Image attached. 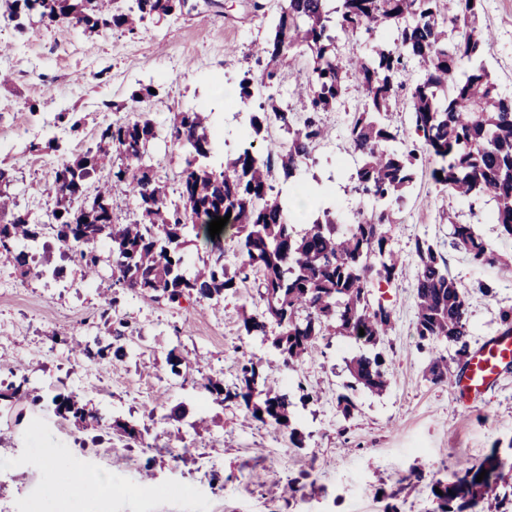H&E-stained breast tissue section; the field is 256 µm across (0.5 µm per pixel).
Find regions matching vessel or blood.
Returning <instances> with one entry per match:
<instances>
[{
  "instance_id": "vessel-or-blood-1",
  "label": "vessel or blood",
  "mask_w": 512,
  "mask_h": 512,
  "mask_svg": "<svg viewBox=\"0 0 512 512\" xmlns=\"http://www.w3.org/2000/svg\"><path fill=\"white\" fill-rule=\"evenodd\" d=\"M512 359V336L496 337L471 354L462 375L451 382L453 390L469 399H477L497 378L503 362Z\"/></svg>"
}]
</instances>
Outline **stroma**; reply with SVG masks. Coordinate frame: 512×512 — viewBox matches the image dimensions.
Wrapping results in <instances>:
<instances>
[{
  "instance_id": "obj_1",
  "label": "stroma",
  "mask_w": 512,
  "mask_h": 512,
  "mask_svg": "<svg viewBox=\"0 0 512 512\" xmlns=\"http://www.w3.org/2000/svg\"><path fill=\"white\" fill-rule=\"evenodd\" d=\"M478 27L490 36L486 55L501 93L512 96V0H483ZM18 32L0 6V167L19 210L44 227L45 264L57 276L23 274L0 266V357L20 365L38 405L0 409V458L29 453L26 468L0 477V503L11 512H435L431 487L458 470L495 458L512 483V364L504 366L484 395L463 402L448 385L426 377V357L416 349L414 241H438L450 273L467 291L471 348L502 333V308L512 306V266L473 268L448 244V220L478 225L502 255L512 259V239L482 215L492 203H470L442 191L429 177L433 158L419 167L412 193L390 225L392 246L405 260L395 285L373 289L392 313L394 329L382 346L393 376L382 395L355 392L357 405L343 416L336 397L350 377L346 357L358 347L342 336L320 337L307 360L294 369L276 368L269 341L244 335L241 313L258 300L253 282L226 293L219 304L193 297L171 303L113 286L108 251L100 253V274L86 280L46 223L53 207L54 170L61 156L94 146L102 127L150 113L159 136L146 162L181 204L180 172L185 152L166 136L175 113L205 104L209 122L234 153L243 121L214 95L215 86L236 91L255 52L268 36L270 18L253 0H187L182 11L145 22L136 34L121 29L86 32L61 21L26 22ZM153 95L132 102L135 91ZM364 92L350 84L337 111L323 113L332 127L299 174L315 179L344 221L362 201L354 191L355 164L348 154L345 125ZM69 112L78 127L61 121ZM56 138L60 151L45 149ZM491 294H484V287ZM116 306H109V299ZM122 331L124 361L102 363L72 352L69 340L109 341ZM190 362L189 373L171 374L166 359ZM260 366L267 387L295 393L298 384L317 386L313 401L295 402L289 431L246 422L244 406L204 400L200 383L217 376L225 387L240 383V364ZM76 396L109 419L148 424L143 448L124 441L89 444V431L58 421L51 403L57 394ZM184 415L171 418L174 409ZM69 458L72 473L111 479L98 497L79 500L70 476L50 477L48 453Z\"/></svg>"
}]
</instances>
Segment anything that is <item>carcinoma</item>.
I'll use <instances>...</instances> for the list:
<instances>
[{
    "label": "carcinoma",
    "instance_id": "obj_1",
    "mask_svg": "<svg viewBox=\"0 0 512 512\" xmlns=\"http://www.w3.org/2000/svg\"><path fill=\"white\" fill-rule=\"evenodd\" d=\"M186 0H129L127 9L115 0H7L9 18L24 29L32 15L51 24L66 17L89 32L112 27L134 31L138 24L169 16L184 8ZM271 19V37L261 47L257 64L261 78L244 76L238 103L257 105L249 113L242 149L215 167L207 160L215 154L219 138L209 128L204 107L175 115L170 140L186 152L181 175L183 206L168 201L167 185L143 163L148 146L157 136L151 116L142 112L134 120L103 127L96 149L62 158L54 172L53 230L56 239L73 248L86 275L97 274L98 243L109 245L114 284L175 303L195 294L218 302L238 284L254 278L263 309L243 312L247 336H267L268 325L279 332L271 338L280 366L295 368L315 349L319 337L344 336L359 345L347 361L351 381L347 388L381 394L390 386L387 359L378 346L393 330L392 314L371 302L373 281L392 283L404 269L402 256L393 249L388 225L395 223L393 203L411 191L421 152L435 160L430 177L449 194L463 200L490 196L493 208L487 221L512 239V96H504L489 72L485 55L488 39L475 33L482 0H279ZM364 38L372 41L367 56L352 55L344 64L338 42ZM310 60L296 89L304 115L277 104L274 89L280 69L295 56ZM417 64L422 76L406 97L413 131L390 123L399 104L408 65ZM364 90L362 107L347 125L350 152L359 158L355 191L372 199L371 208H359L344 224L337 212L314 199L311 212L296 219L288 210L279 178L291 181L312 151L331 137L320 118L334 112L351 80ZM276 122L288 134L277 154L253 151L256 140ZM108 177L97 181L102 171ZM442 176H437V173ZM98 182L92 202L82 200L87 185ZM10 174L0 169V262L29 268L30 253L16 242L38 243L39 225L19 211L7 193ZM135 197L141 218L130 224L112 223V196ZM231 214L225 228L235 230L245 254L239 272L224 267V234L212 238L208 224ZM449 245L476 267L500 261L475 224L448 221ZM211 245L210 258L192 273L184 268L187 237ZM417 268L415 336L429 355L426 378L433 384L451 381L448 357L454 349L463 367L469 355L471 325L467 297L449 273L438 245L418 238L414 244ZM364 335H359V329ZM114 340L82 352L106 362H122L126 350ZM262 374L248 361L241 367L240 385L224 387L209 377L203 388L217 402L238 401L255 421L288 428L293 402L288 393L262 389ZM38 402L27 377L12 383L0 398ZM55 410L72 416L83 429L102 426L103 417L72 395L53 399ZM140 447L148 426L114 422L112 432ZM487 475L476 481L482 470ZM505 481L498 466H467L448 481H437L442 494H433L437 512H466L494 497V512H512V497L495 494Z\"/></svg>",
    "mask_w": 512,
    "mask_h": 512
}]
</instances>
